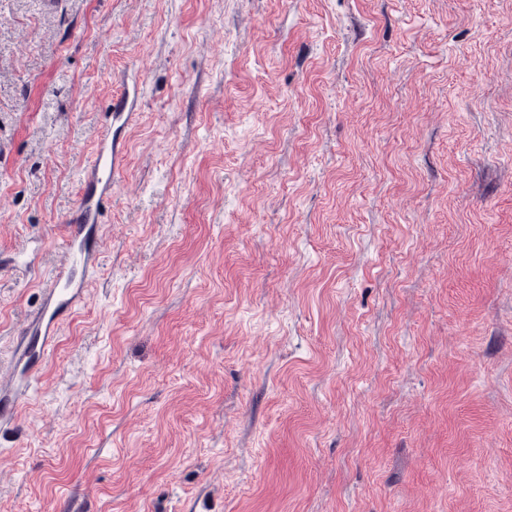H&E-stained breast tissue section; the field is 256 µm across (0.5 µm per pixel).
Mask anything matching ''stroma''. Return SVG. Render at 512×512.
<instances>
[{
    "label": "stroma",
    "mask_w": 512,
    "mask_h": 512,
    "mask_svg": "<svg viewBox=\"0 0 512 512\" xmlns=\"http://www.w3.org/2000/svg\"><path fill=\"white\" fill-rule=\"evenodd\" d=\"M119 96L0 512H512V0H0V352ZM104 130L96 145L95 158L82 176L83 193L78 205L76 224H67L63 255L51 276L44 282L41 306L26 334L34 330L38 357L45 360L59 335L60 316L75 309L84 299L85 285L98 269L101 241L95 227L109 205L112 187L124 168L123 147L113 142L112 127L127 126L132 113L124 112L122 99L111 104Z\"/></svg>",
    "instance_id": "1"
}]
</instances>
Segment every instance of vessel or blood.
Wrapping results in <instances>:
<instances>
[{
  "instance_id": "vessel-or-blood-1",
  "label": "vessel or blood",
  "mask_w": 512,
  "mask_h": 512,
  "mask_svg": "<svg viewBox=\"0 0 512 512\" xmlns=\"http://www.w3.org/2000/svg\"><path fill=\"white\" fill-rule=\"evenodd\" d=\"M131 121L125 101H114L107 116L108 126L97 142L95 158L82 177L78 216L75 223L66 227L63 255L43 284L42 303L31 324L40 358L49 356L59 334L61 315L81 304L84 287L98 269L101 242L95 227L110 203L125 159L122 146L113 141L112 129ZM22 368L21 358H12L6 376H0V389L5 392L0 398V423L13 418L29 397L30 385L20 382Z\"/></svg>"
}]
</instances>
